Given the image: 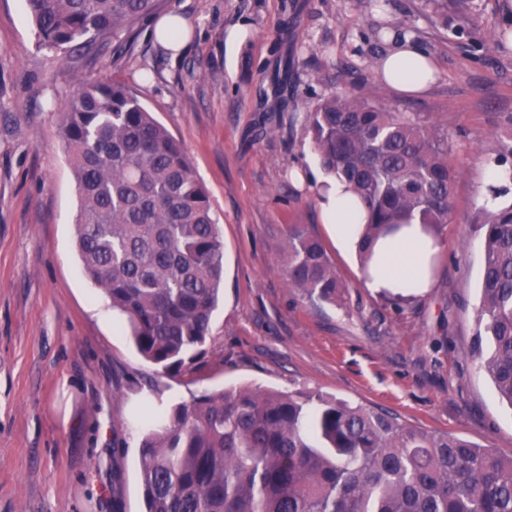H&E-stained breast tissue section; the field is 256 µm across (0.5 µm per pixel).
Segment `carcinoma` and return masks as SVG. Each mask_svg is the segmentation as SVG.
<instances>
[{"instance_id":"1","label":"carcinoma","mask_w":512,"mask_h":512,"mask_svg":"<svg viewBox=\"0 0 512 512\" xmlns=\"http://www.w3.org/2000/svg\"><path fill=\"white\" fill-rule=\"evenodd\" d=\"M158 0H26L41 44L90 49L130 30ZM474 0H428L480 49H503L512 19L480 40ZM323 169L366 210L361 259L400 224L435 232L453 215L448 138L419 112L335 90L307 114ZM79 196L78 254L126 321L137 351L165 374L204 353L224 285V242L181 143L125 86L82 83L59 113ZM482 237L474 354L512 406V203L475 225ZM289 283L340 302L344 285L320 241L291 225ZM490 349L483 351V338ZM146 512H512V456L412 426L382 408L320 392L240 387L204 394L145 426Z\"/></svg>"}]
</instances>
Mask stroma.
<instances>
[{
    "instance_id": "1",
    "label": "stroma",
    "mask_w": 512,
    "mask_h": 512,
    "mask_svg": "<svg viewBox=\"0 0 512 512\" xmlns=\"http://www.w3.org/2000/svg\"><path fill=\"white\" fill-rule=\"evenodd\" d=\"M181 15L184 44L158 42ZM411 26L437 73L420 95L379 77L372 31ZM241 42H226L229 32ZM293 61L287 104L258 89ZM91 78L120 82L181 141L224 240V290L203 357L166 376L143 359L122 316L83 274L78 194L58 111ZM420 112L448 136L455 212L424 294L364 284L321 216L328 178L306 115L334 89ZM512 113V46L456 38L425 0H161L133 34L63 57L40 45L24 0H0V512H145L142 423L156 408L240 386L321 392L512 455V406L470 349L483 264L472 223L494 167L499 117ZM317 237L346 287L313 303L288 283L289 225Z\"/></svg>"
}]
</instances>
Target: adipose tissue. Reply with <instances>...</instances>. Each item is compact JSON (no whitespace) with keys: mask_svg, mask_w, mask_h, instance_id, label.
<instances>
[{"mask_svg":"<svg viewBox=\"0 0 512 512\" xmlns=\"http://www.w3.org/2000/svg\"><path fill=\"white\" fill-rule=\"evenodd\" d=\"M379 70L387 84L414 91L426 89L432 73L428 55L409 41L396 45L380 62ZM321 209L323 221L337 243L356 251L365 211L345 182L328 180ZM438 250L437 239L423 225H403L397 233L376 243L373 261L364 273L367 288L402 295L421 293L430 285L429 266Z\"/></svg>","mask_w":512,"mask_h":512,"instance_id":"ef3b65f1","label":"adipose tissue"}]
</instances>
